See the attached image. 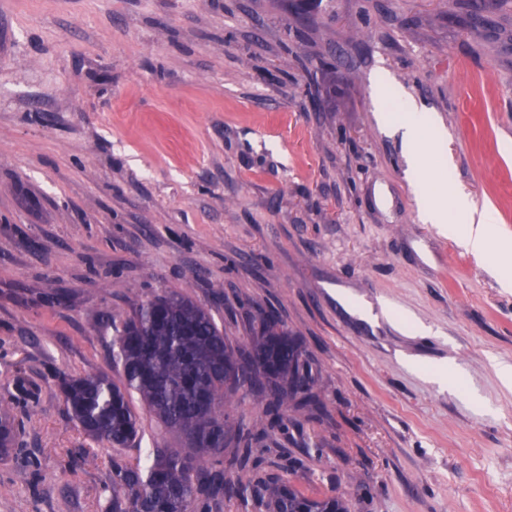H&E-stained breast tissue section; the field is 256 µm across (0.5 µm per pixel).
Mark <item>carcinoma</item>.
I'll return each mask as SVG.
<instances>
[{
    "label": "carcinoma",
    "instance_id": "obj_1",
    "mask_svg": "<svg viewBox=\"0 0 512 512\" xmlns=\"http://www.w3.org/2000/svg\"><path fill=\"white\" fill-rule=\"evenodd\" d=\"M112 348L123 370L118 385L99 374L59 375L68 413L88 437L124 448L142 431L131 396L187 451L158 448L149 465L112 460L107 512H217L225 500L257 512H350L336 497L311 498L291 481L259 476L258 445L292 407L318 410L308 365L295 337L272 314L261 318L250 347L235 349L210 309L186 293L166 291L109 312ZM264 394L267 425L256 428L224 412L228 396ZM19 425L0 406V453L17 445Z\"/></svg>",
    "mask_w": 512,
    "mask_h": 512
}]
</instances>
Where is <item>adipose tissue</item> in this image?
<instances>
[{
    "label": "adipose tissue",
    "instance_id": "adipose-tissue-1",
    "mask_svg": "<svg viewBox=\"0 0 512 512\" xmlns=\"http://www.w3.org/2000/svg\"><path fill=\"white\" fill-rule=\"evenodd\" d=\"M396 126L402 132L422 221L439 226L473 255L488 256L507 237L494 211L475 206L462 191L430 187L426 179L425 150L429 143L438 142L444 135L436 116L419 111L410 102Z\"/></svg>",
    "mask_w": 512,
    "mask_h": 512
}]
</instances>
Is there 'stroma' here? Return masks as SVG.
Wrapping results in <instances>:
<instances>
[{
    "mask_svg": "<svg viewBox=\"0 0 512 512\" xmlns=\"http://www.w3.org/2000/svg\"><path fill=\"white\" fill-rule=\"evenodd\" d=\"M487 18L464 0H0V405L22 426L0 512H106L113 457L182 449L146 414L128 447L94 442L57 387L122 382L100 316L164 290L233 346L268 310L298 340L324 410L288 411L264 473L352 512H512V288L420 222L375 115L382 74L388 113L407 98L442 122L448 188L512 231V10Z\"/></svg>",
    "mask_w": 512,
    "mask_h": 512,
    "instance_id": "1",
    "label": "stroma"
}]
</instances>
